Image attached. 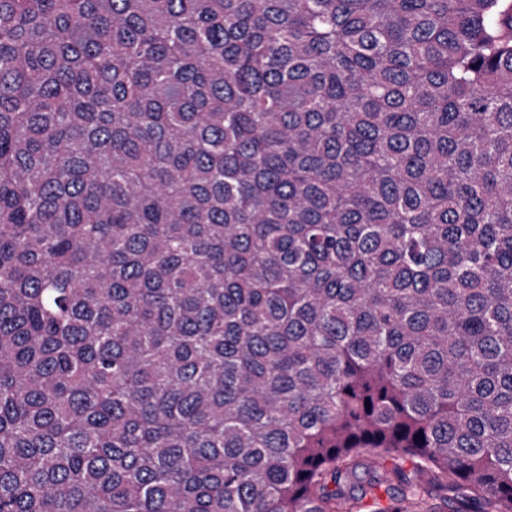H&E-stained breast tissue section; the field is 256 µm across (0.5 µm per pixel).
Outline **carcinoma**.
<instances>
[{"label":"carcinoma","mask_w":512,"mask_h":512,"mask_svg":"<svg viewBox=\"0 0 512 512\" xmlns=\"http://www.w3.org/2000/svg\"><path fill=\"white\" fill-rule=\"evenodd\" d=\"M0 512H512V0H0Z\"/></svg>","instance_id":"obj_1"}]
</instances>
